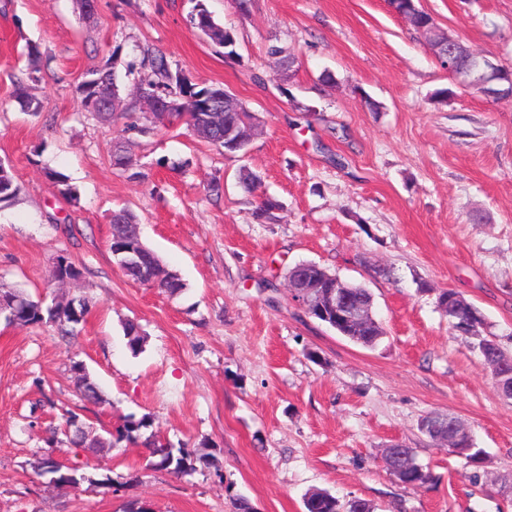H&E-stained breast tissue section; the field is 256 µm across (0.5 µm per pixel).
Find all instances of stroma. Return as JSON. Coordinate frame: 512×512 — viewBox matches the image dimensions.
Instances as JSON below:
<instances>
[{
  "label": "stroma",
  "instance_id": "1",
  "mask_svg": "<svg viewBox=\"0 0 512 512\" xmlns=\"http://www.w3.org/2000/svg\"><path fill=\"white\" fill-rule=\"evenodd\" d=\"M236 37L225 57L189 24L197 3ZM438 26L512 67V0H420ZM278 46L294 62L269 55ZM162 51L172 69L231 91L259 119L245 158L186 127L133 137L136 172L117 169L122 123H102L75 93L89 67ZM445 98H436L438 90ZM44 103L22 112L20 92ZM0 160L22 191L0 209V286L54 302L87 300L79 334L0 319V512H305L326 490L373 512H512V398L437 296L452 289L512 354V96L459 84L386 0H0ZM258 172L280 203L257 218L236 181ZM78 190L61 197L44 168ZM222 182L221 195L210 186ZM130 206L143 240L185 284L177 296L127 280L110 250L112 210ZM79 280L54 283L57 256ZM312 261L368 288L385 330L356 344L308 317L287 273ZM145 349L132 354L125 322ZM83 362L106 401L80 399ZM450 411L484 452L467 465L423 435ZM116 430L150 416L137 442L96 453L48 447L62 413ZM211 453L189 475L155 470L144 438ZM415 448L433 482L387 469L385 445ZM53 452L111 484L58 486L32 462ZM480 473L479 485L469 476Z\"/></svg>",
  "mask_w": 512,
  "mask_h": 512
}]
</instances>
